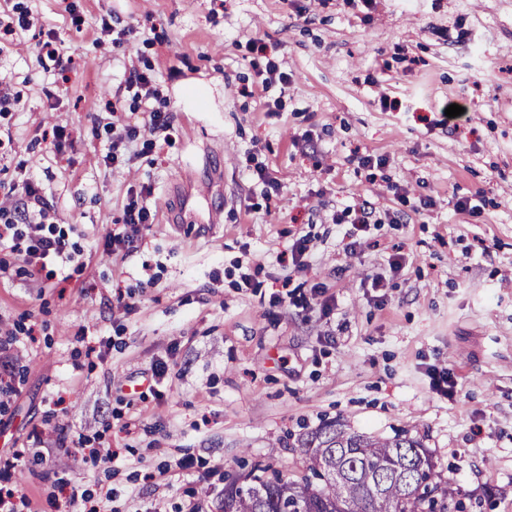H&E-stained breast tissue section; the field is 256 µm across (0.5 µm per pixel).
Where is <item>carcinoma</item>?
<instances>
[{
  "label": "carcinoma",
  "instance_id": "1",
  "mask_svg": "<svg viewBox=\"0 0 512 512\" xmlns=\"http://www.w3.org/2000/svg\"><path fill=\"white\" fill-rule=\"evenodd\" d=\"M304 474L269 465L224 478L223 512H462L421 441L323 423L301 440Z\"/></svg>",
  "mask_w": 512,
  "mask_h": 512
}]
</instances>
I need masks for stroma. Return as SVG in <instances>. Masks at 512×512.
I'll use <instances>...</instances> for the list:
<instances>
[{
	"instance_id": "obj_1",
	"label": "stroma",
	"mask_w": 512,
	"mask_h": 512,
	"mask_svg": "<svg viewBox=\"0 0 512 512\" xmlns=\"http://www.w3.org/2000/svg\"><path fill=\"white\" fill-rule=\"evenodd\" d=\"M0 7L38 21L0 48V80L21 97L0 117L12 134L0 196L32 176L77 246L31 273L0 240V321L17 359L0 458L29 492L24 512H73V496L103 487L105 512H176L191 488L215 512L224 475L256 463L300 474L299 435L332 420L409 430L465 512H512V0ZM118 19L139 27L134 43L103 33ZM46 31L75 61L67 83L40 51ZM256 40L290 82L247 97ZM135 69L152 70L176 118L161 148L135 143L115 169L103 161L113 134L143 122L125 82ZM452 104L464 112L449 119ZM56 124L81 132L62 161L42 139ZM368 154L384 165H359ZM260 168L278 195L265 197ZM144 185L152 224L132 253L108 255L106 233ZM467 197L478 212L456 210ZM303 236L298 269L287 257ZM316 283L329 308L270 303ZM444 368L451 399L432 389ZM77 441L118 456L95 465ZM187 455L195 470L178 468Z\"/></svg>"
}]
</instances>
